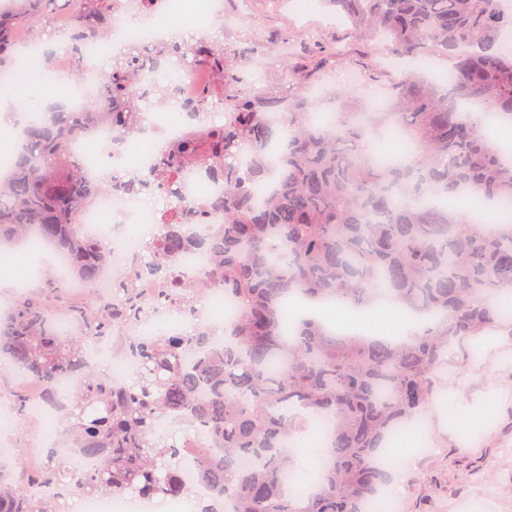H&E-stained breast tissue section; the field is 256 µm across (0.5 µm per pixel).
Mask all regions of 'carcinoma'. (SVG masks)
I'll list each match as a JSON object with an SVG mask.
<instances>
[{
  "instance_id": "carcinoma-1",
  "label": "carcinoma",
  "mask_w": 512,
  "mask_h": 512,
  "mask_svg": "<svg viewBox=\"0 0 512 512\" xmlns=\"http://www.w3.org/2000/svg\"><path fill=\"white\" fill-rule=\"evenodd\" d=\"M124 0H0V72L13 65L19 35L69 12L74 44L108 35ZM355 23L359 39H381L390 54L450 58L453 80L436 86L412 76L390 87L385 112L365 111L363 91L347 85L324 98L299 87L286 102L274 90L241 89L221 125L161 155L141 179L114 176L116 191L137 196L164 189L179 197L176 174L188 162L224 177V192L207 207L224 224H162L142 246L137 274L163 277L189 249L211 259L207 278L238 307L224 324V345L201 326L185 336L135 341L140 363L120 391L83 359V344L148 313L134 293L135 275L120 279L109 304L65 299L66 280L92 286L111 265L112 249L80 224L99 186L73 160V143L100 126L114 145L145 130L150 95L170 98L158 79L171 61L208 68L242 82L248 49L200 36L196 49L174 37L132 43L96 79L108 108L57 113L52 124L23 112L22 146L0 178V248L48 247L67 265L68 279L44 281V294L18 295L0 310V354L38 380L41 399L68 410V443L92 462L79 472L43 456L24 490L0 461V512H61L65 495L189 498L198 512H362L384 490L399 458L381 459L390 439L420 420L448 376V351L469 357L495 331H511L504 313L512 294V215L476 222L459 202L470 193L495 208L512 201V159L484 130L491 113L512 123V6L509 0H331ZM288 103L292 119L280 112ZM328 103V119L310 115ZM396 123L410 130L417 151L391 161L361 149ZM319 305L367 309L379 301L423 324L409 341L338 334L315 316L284 329L292 295ZM83 334L59 333L58 313ZM78 375L67 401L56 381ZM203 434L182 441L159 434L163 416ZM322 417L329 429L316 483L292 492L289 443ZM189 455L198 495L178 472Z\"/></svg>"
}]
</instances>
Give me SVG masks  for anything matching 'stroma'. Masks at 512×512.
<instances>
[{
	"instance_id": "stroma-1",
	"label": "stroma",
	"mask_w": 512,
	"mask_h": 512,
	"mask_svg": "<svg viewBox=\"0 0 512 512\" xmlns=\"http://www.w3.org/2000/svg\"><path fill=\"white\" fill-rule=\"evenodd\" d=\"M225 12L248 19L243 35H230L241 47H273L261 68H247L246 79L258 88L277 86L284 98L296 92L289 70H300L315 88L332 91L350 73L377 86L391 84L405 69L390 57L382 40L361 41L354 26L325 0L304 7L303 0H224ZM451 364L461 366L463 378L449 377V395L477 405L486 414L479 431L461 438L449 429L452 411L435 404L427 415L429 455L416 458L395 492L397 512H457L458 505L483 503L488 512H512V334L502 332L486 345L481 361L455 351ZM19 370H6L0 361V410L8 411L7 435L14 453L7 466L14 482H23L41 465L46 437L27 412L14 410L19 392L29 391Z\"/></svg>"
}]
</instances>
